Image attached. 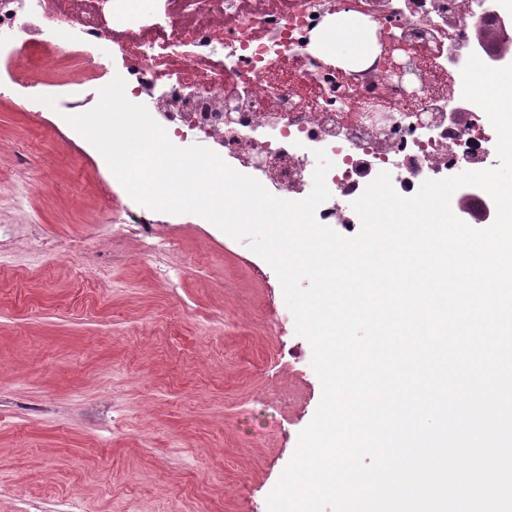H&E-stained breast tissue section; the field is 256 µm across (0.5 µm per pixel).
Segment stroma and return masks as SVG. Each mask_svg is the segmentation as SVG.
Wrapping results in <instances>:
<instances>
[{
    "label": "stroma",
    "mask_w": 512,
    "mask_h": 512,
    "mask_svg": "<svg viewBox=\"0 0 512 512\" xmlns=\"http://www.w3.org/2000/svg\"><path fill=\"white\" fill-rule=\"evenodd\" d=\"M29 54L0 56V512H267L322 394L275 271L195 214L113 233L132 198L61 115L100 100L83 49Z\"/></svg>",
    "instance_id": "1"
}]
</instances>
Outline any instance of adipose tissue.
Returning a JSON list of instances; mask_svg holds the SVG:
<instances>
[{
    "label": "adipose tissue",
    "instance_id": "1",
    "mask_svg": "<svg viewBox=\"0 0 512 512\" xmlns=\"http://www.w3.org/2000/svg\"><path fill=\"white\" fill-rule=\"evenodd\" d=\"M313 51L318 57L352 66L371 54L372 40L357 16L338 14L330 23L316 29Z\"/></svg>",
    "mask_w": 512,
    "mask_h": 512
}]
</instances>
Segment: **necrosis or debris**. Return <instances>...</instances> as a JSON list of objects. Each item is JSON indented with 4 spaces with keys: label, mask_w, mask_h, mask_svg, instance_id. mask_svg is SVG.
Listing matches in <instances>:
<instances>
[{
    "label": "necrosis or debris",
    "mask_w": 512,
    "mask_h": 512,
    "mask_svg": "<svg viewBox=\"0 0 512 512\" xmlns=\"http://www.w3.org/2000/svg\"><path fill=\"white\" fill-rule=\"evenodd\" d=\"M163 20L113 26V0H28L32 15L49 22L79 15L78 40L94 46L109 38L128 59L126 96L142 100L159 90L169 109L154 113L171 141L192 143L238 162L274 196L299 201L313 179L311 160L325 151L330 198L316 212L325 227L359 223L346 204L371 177L386 171L404 197L426 180L459 174L473 159L496 152L486 114L450 126L423 122L425 110L462 99L461 65L424 56L433 23H447L456 0H416L394 10L387 25L412 37L414 51L401 57L406 76L427 75L411 88L390 68L377 67L348 81L335 66L313 56L308 37L318 28L319 0H163ZM233 94L231 124L216 122L211 107ZM388 149L376 151L370 133Z\"/></svg>",
    "instance_id": "necrosis-or-debris-1"
}]
</instances>
